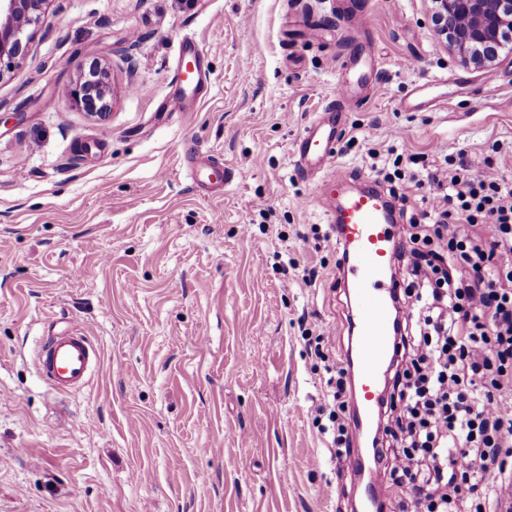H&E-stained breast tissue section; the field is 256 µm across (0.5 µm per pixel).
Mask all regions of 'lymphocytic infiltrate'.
I'll return each instance as SVG.
<instances>
[{
	"instance_id": "obj_1",
	"label": "lymphocytic infiltrate",
	"mask_w": 512,
	"mask_h": 512,
	"mask_svg": "<svg viewBox=\"0 0 512 512\" xmlns=\"http://www.w3.org/2000/svg\"><path fill=\"white\" fill-rule=\"evenodd\" d=\"M408 185L435 205L398 252L411 282L373 465L398 512H512V181L434 165ZM325 371L342 450L347 371Z\"/></svg>"
}]
</instances>
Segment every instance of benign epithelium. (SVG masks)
Wrapping results in <instances>:
<instances>
[{"label": "benign epithelium", "instance_id": "obj_1", "mask_svg": "<svg viewBox=\"0 0 512 512\" xmlns=\"http://www.w3.org/2000/svg\"><path fill=\"white\" fill-rule=\"evenodd\" d=\"M50 0H0V76L23 62L36 24ZM434 31L460 66L493 71L512 55V0H432ZM75 106L103 121L112 104L104 82L78 81L67 89Z\"/></svg>", "mask_w": 512, "mask_h": 512}]
</instances>
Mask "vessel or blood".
I'll use <instances>...</instances> for the list:
<instances>
[{
  "instance_id": "vessel-or-blood-1",
  "label": "vessel or blood",
  "mask_w": 512,
  "mask_h": 512,
  "mask_svg": "<svg viewBox=\"0 0 512 512\" xmlns=\"http://www.w3.org/2000/svg\"><path fill=\"white\" fill-rule=\"evenodd\" d=\"M205 62L193 40H186L177 59L174 80L185 100L184 111H192L204 84ZM342 113H331L307 126L296 143L300 169L316 175L330 163ZM321 201L332 209L336 249L341 255L339 275L352 309L350 331L354 339L346 353L350 395L359 420L366 427L381 421L383 392L396 359L399 339L395 332L391 303L399 285L389 269L400 241V226L390 215L385 196L370 188L347 191L343 178L325 181ZM99 354L85 330H62L38 349V367L55 391L68 392L86 384Z\"/></svg>"
}]
</instances>
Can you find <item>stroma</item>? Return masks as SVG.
Segmentation results:
<instances>
[{
	"label": "stroma",
	"mask_w": 512,
	"mask_h": 512,
	"mask_svg": "<svg viewBox=\"0 0 512 512\" xmlns=\"http://www.w3.org/2000/svg\"><path fill=\"white\" fill-rule=\"evenodd\" d=\"M431 0H49L0 79V512H351L358 477L313 419L327 375L300 317L351 344L318 181L294 148L343 112L335 164L403 223L434 202L375 156L512 179V59L453 62ZM206 57L193 116L167 111L178 48ZM105 56L101 122L63 89ZM223 190L186 175L187 149ZM316 267L314 285L303 267ZM82 327L87 383L40 378L45 336Z\"/></svg>",
	"instance_id": "35a3bbf8"
}]
</instances>
